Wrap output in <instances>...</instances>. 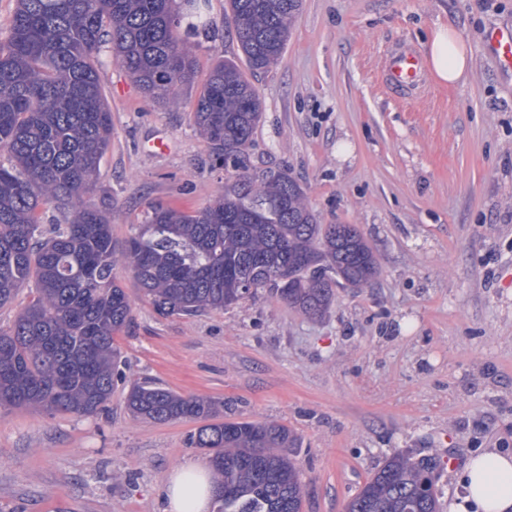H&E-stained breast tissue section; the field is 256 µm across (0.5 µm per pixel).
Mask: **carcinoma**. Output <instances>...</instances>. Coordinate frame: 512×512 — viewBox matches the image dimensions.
Returning <instances> with one entry per match:
<instances>
[{
    "label": "carcinoma",
    "mask_w": 512,
    "mask_h": 512,
    "mask_svg": "<svg viewBox=\"0 0 512 512\" xmlns=\"http://www.w3.org/2000/svg\"><path fill=\"white\" fill-rule=\"evenodd\" d=\"M199 0H17L0 40V306L29 288L9 331L0 330V409L92 416L128 384L136 418L208 419L189 438L212 453L216 512H301L303 492L284 425L224 419V405L157 382L126 381L116 341L129 328L131 301L113 274L106 199L86 206L112 143V113L97 52L115 60L145 99L163 103L191 84L192 46L179 34L211 25ZM249 71L283 56L302 0H226ZM262 100L239 65L220 60L196 98L194 121L217 158L247 154ZM70 212L47 235L42 210ZM143 298L158 315H196L245 298L239 285L271 294L308 316L326 312L334 289L365 286L377 260L353 224H322L287 170L244 164L226 173L216 204L181 211L148 206L122 251ZM430 461L395 453L351 498L346 512H439Z\"/></svg>",
    "instance_id": "1"
}]
</instances>
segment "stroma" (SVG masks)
Here are the masks:
<instances>
[{
  "label": "stroma",
  "instance_id": "stroma-1",
  "mask_svg": "<svg viewBox=\"0 0 512 512\" xmlns=\"http://www.w3.org/2000/svg\"><path fill=\"white\" fill-rule=\"evenodd\" d=\"M225 0L196 36V78L176 103H147L114 60L98 59L112 145L96 204L112 197L123 249L150 203L195 211L223 192L225 170L194 124L211 67L238 56ZM512 26V0H303L280 61L252 79L263 115L249 166L288 170L324 224L356 225L380 273L337 289L312 318L266 291L196 316L158 315L132 273H114L132 303L118 342L125 373L223 402L226 417L275 421L299 437L303 512H345L390 455L437 461L442 512L461 471L488 448L512 453V74L484 48ZM464 38L472 67L447 86L400 99L377 82L403 42ZM164 138L169 150L146 153ZM197 419L141 420L122 392L88 417L0 410V512H164L175 467L192 456Z\"/></svg>",
  "mask_w": 512,
  "mask_h": 512
}]
</instances>
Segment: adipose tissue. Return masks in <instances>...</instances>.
Returning <instances> with one entry per match:
<instances>
[{"mask_svg":"<svg viewBox=\"0 0 512 512\" xmlns=\"http://www.w3.org/2000/svg\"><path fill=\"white\" fill-rule=\"evenodd\" d=\"M427 58L435 77L445 84L461 81L471 66L464 39L446 27L433 31ZM461 482L465 494L454 512H512V454H477L467 461ZM214 491L209 469L195 458H185L166 487V512H210Z\"/></svg>","mask_w":512,"mask_h":512,"instance_id":"adipose-tissue-1","label":"adipose tissue"}]
</instances>
